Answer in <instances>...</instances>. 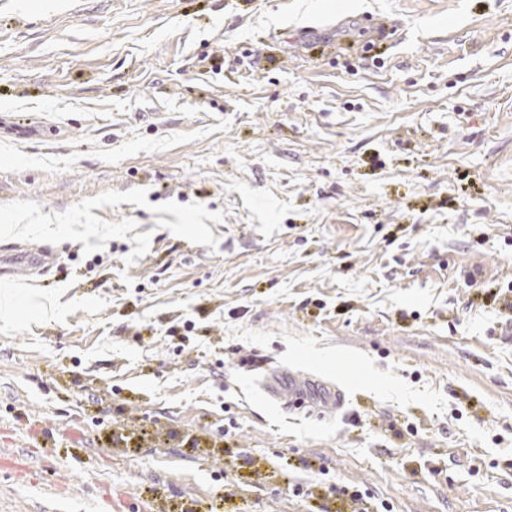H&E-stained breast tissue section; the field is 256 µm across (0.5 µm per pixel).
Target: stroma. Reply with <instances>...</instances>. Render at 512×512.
<instances>
[{"label": "stroma", "instance_id": "35a3bbf8", "mask_svg": "<svg viewBox=\"0 0 512 512\" xmlns=\"http://www.w3.org/2000/svg\"><path fill=\"white\" fill-rule=\"evenodd\" d=\"M16 245L0 512H512V0H0ZM9 266L3 267L4 258L1 256V268L4 274H11L17 269L29 271H45L53 261V255L46 249H28L20 246L12 250ZM259 384L269 400L290 409L309 404L333 411L343 404L342 394L327 383L288 370L269 369ZM328 496L332 495L343 503H346L351 512H391L392 506L384 501L380 504L372 503L367 491H363L355 484H331L327 487ZM382 509V510H381Z\"/></svg>", "mask_w": 512, "mask_h": 512}]
</instances>
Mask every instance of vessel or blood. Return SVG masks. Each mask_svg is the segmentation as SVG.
Masks as SVG:
<instances>
[{"label": "vessel or blood", "instance_id": "obj_1", "mask_svg": "<svg viewBox=\"0 0 512 512\" xmlns=\"http://www.w3.org/2000/svg\"><path fill=\"white\" fill-rule=\"evenodd\" d=\"M53 261L51 252L45 249L15 248L9 260L10 270H47ZM264 395L271 401L288 408L310 405L320 410L332 411L343 404L341 393L325 382L300 373L271 369L264 373L260 382Z\"/></svg>", "mask_w": 512, "mask_h": 512}]
</instances>
